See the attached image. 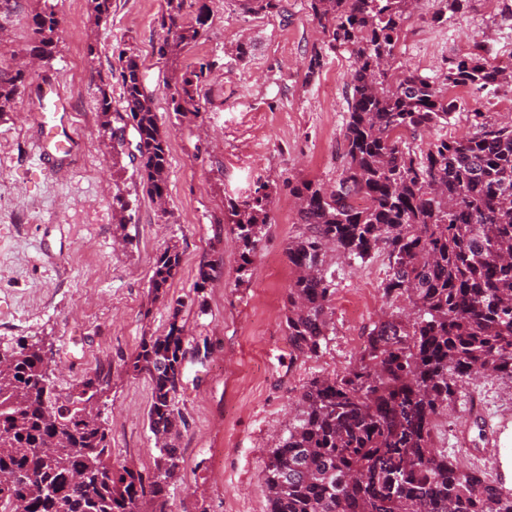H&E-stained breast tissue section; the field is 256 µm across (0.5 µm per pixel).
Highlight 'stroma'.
Returning <instances> with one entry per match:
<instances>
[{
  "label": "stroma",
  "mask_w": 512,
  "mask_h": 512,
  "mask_svg": "<svg viewBox=\"0 0 512 512\" xmlns=\"http://www.w3.org/2000/svg\"><path fill=\"white\" fill-rule=\"evenodd\" d=\"M50 3L59 39L40 62L11 111L0 114V347L37 345L55 366L57 390L111 367L99 404L109 428L112 462L148 468L156 439L147 425L151 387L133 377L127 361L143 337L162 334L179 314L192 343L178 402L180 480L169 491L168 512H267L264 462L277 446L295 401L312 378L341 370L361 352L366 333L390 312L381 283L388 260L366 262L328 254L336 271L331 340L319 357L293 359L285 332L287 287L296 275L285 248L299 232L298 207L288 184L301 179L334 184L343 168L348 119V52L327 50L309 71L322 35L307 0H283L277 15L244 12L238 0H210L211 21L176 64L158 59L167 37L166 0H112L97 19L92 0H11L0 13V71L25 60L28 16ZM439 0H418L395 48L397 63L437 77L449 57L480 42L497 63L512 60V18L502 0H469L447 23H434ZM246 44L249 54L238 58ZM136 57L169 133L166 210L143 192L134 163L112 166L97 112L102 76L120 53ZM215 66L198 99L199 112L175 118L166 89L173 68L200 60ZM58 84L74 123L69 157L44 161L38 148L39 99ZM458 109L444 135L474 132V111L512 122V81L493 93L451 89ZM272 190L273 221L248 271L224 222V200L244 199L258 184ZM127 223L118 227L119 202ZM177 246L182 268L164 298L149 294L154 261ZM221 272L196 290L203 262ZM491 422L478 434L476 413ZM467 427L459 439V427ZM438 447L461 462L477 450L500 448L496 474L512 487V380L488 377L464 384L438 421Z\"/></svg>",
  "instance_id": "obj_1"
}]
</instances>
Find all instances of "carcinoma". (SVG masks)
I'll use <instances>...</instances> for the list:
<instances>
[{"label": "carcinoma", "instance_id": "obj_1", "mask_svg": "<svg viewBox=\"0 0 512 512\" xmlns=\"http://www.w3.org/2000/svg\"><path fill=\"white\" fill-rule=\"evenodd\" d=\"M254 14H279L283 0H240ZM468 0H440L435 22ZM166 0L162 25L172 37L157 55L176 62L210 21L207 0ZM418 0H308L329 49L353 57L344 165L326 187L288 184L299 203L298 235L286 246L297 271L288 286L285 331L295 358L328 345L336 276L327 250L366 261L383 250L382 282L399 308L368 333L350 366L310 380L297 414L264 466L267 512H512V488L482 467L463 465L436 448L437 418L467 380L483 373L512 379V123L492 125L474 113L478 132L439 137L425 150L417 137L448 124L457 107L447 89L497 88L506 69L475 44L448 60L435 79L394 66L404 22ZM58 19L46 4L31 18L28 52L52 56ZM126 124L133 129L140 185L162 206L168 193V133L153 93L133 56L119 57ZM215 62L176 78L175 116L198 112L200 87ZM22 69L0 73V112H8L27 82ZM97 109L109 137L112 99L99 88ZM224 223L239 245L241 268L253 261L272 223L269 185L224 203ZM182 255L157 257L149 293H167ZM174 308L166 332L143 338L127 363L151 382L148 426L157 440L149 469L112 465L109 431L97 404L111 370L59 393L45 352L20 344L0 353V512H167V492L179 478L178 407L189 341Z\"/></svg>", "mask_w": 512, "mask_h": 512}]
</instances>
